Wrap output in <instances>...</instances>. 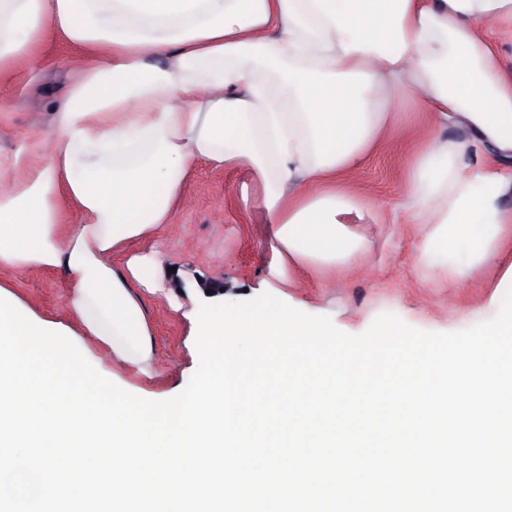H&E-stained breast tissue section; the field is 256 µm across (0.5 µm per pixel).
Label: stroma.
I'll use <instances>...</instances> for the list:
<instances>
[{
    "instance_id": "1",
    "label": "stroma",
    "mask_w": 512,
    "mask_h": 512,
    "mask_svg": "<svg viewBox=\"0 0 512 512\" xmlns=\"http://www.w3.org/2000/svg\"><path fill=\"white\" fill-rule=\"evenodd\" d=\"M75 64V52L49 35L32 62L0 78V152L13 153L23 133L46 120L71 82ZM411 157L409 145L388 140L351 179V189L366 196L384 221L363 225L364 252L351 259V272L335 288L329 275L305 267L293 270V287H282L273 274L277 259L269 246L272 227L254 205L256 188L248 171L199 164L186 185V204L164 238L170 287L187 296L205 282L236 303L268 293L302 312L330 317L336 328L352 335L363 333L377 315L387 312L430 332H459L489 320L512 252L455 281L439 278L419 263L416 244L423 229L393 221L394 207L407 191ZM0 283L44 319L59 320L65 311L67 284L58 273L0 270ZM147 305L158 375L148 379L115 371L98 347L89 352L101 375L113 376L116 385L145 399L162 401L179 394L195 373V338L189 321L171 311L165 300L151 297Z\"/></svg>"
}]
</instances>
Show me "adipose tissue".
<instances>
[{
  "label": "adipose tissue",
  "instance_id": "1",
  "mask_svg": "<svg viewBox=\"0 0 512 512\" xmlns=\"http://www.w3.org/2000/svg\"><path fill=\"white\" fill-rule=\"evenodd\" d=\"M49 33L80 65L0 154V269L60 272L111 366L158 365L144 299L198 162L247 169L280 263L344 272L371 210L346 182L405 100L432 117L398 206L420 259L461 278L512 248V0H0V75Z\"/></svg>",
  "mask_w": 512,
  "mask_h": 512
}]
</instances>
